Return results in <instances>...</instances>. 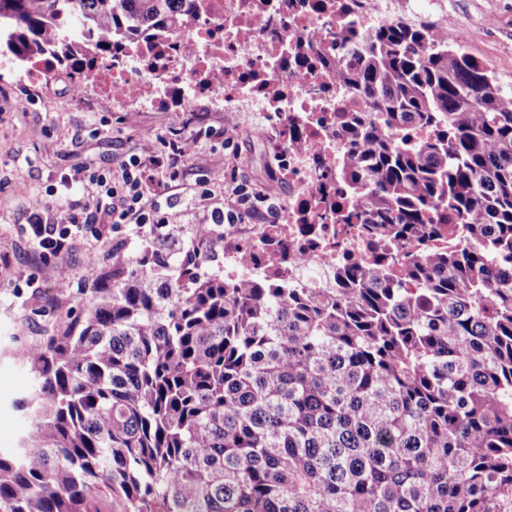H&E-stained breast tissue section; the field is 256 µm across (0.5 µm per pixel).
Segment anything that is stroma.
Returning <instances> with one entry per match:
<instances>
[{
	"mask_svg": "<svg viewBox=\"0 0 512 512\" xmlns=\"http://www.w3.org/2000/svg\"><path fill=\"white\" fill-rule=\"evenodd\" d=\"M406 21L436 30L463 28L470 38L465 51L505 90L512 92V0H409ZM56 104L46 110L42 95L26 96L18 82L0 80V254L10 264L0 267V448L14 447L26 420L13 404L34 384L29 353L78 319L81 303L102 277L125 266L146 246L163 243L173 265L191 250L195 224L203 218L190 191L177 197L182 224L168 237L157 238L150 227H127L105 233L101 240L75 237L54 261L39 259L24 231L30 213L44 205L79 200L77 186L63 180L76 169L117 166L129 153L148 157L173 134L188 136L202 128L224 126V115L203 110L146 112L138 126L124 123L122 113L95 95L75 97L69 86L54 90ZM225 157H240V171L253 183L269 175L265 146L256 137L239 138ZM95 264H88V250ZM68 266L69 288L54 286L55 264Z\"/></svg>",
	"mask_w": 512,
	"mask_h": 512,
	"instance_id": "1",
	"label": "stroma"
}]
</instances>
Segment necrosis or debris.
I'll return each instance as SVG.
<instances>
[{
    "label": "necrosis or debris",
    "mask_w": 512,
    "mask_h": 512,
    "mask_svg": "<svg viewBox=\"0 0 512 512\" xmlns=\"http://www.w3.org/2000/svg\"><path fill=\"white\" fill-rule=\"evenodd\" d=\"M194 22L172 36L129 46L93 84L114 111L152 112L171 100L212 112H250L276 171L288 174L277 224H228L216 252L224 274L294 288H330L341 265L386 256L401 274L407 240L340 224L348 207L336 165L352 149L344 115L365 105L336 75V32L345 0H200ZM305 143L293 148L294 140Z\"/></svg>",
    "instance_id": "4bbe7bcc"
}]
</instances>
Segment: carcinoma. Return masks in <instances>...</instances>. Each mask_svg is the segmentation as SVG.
Returning <instances> with one entry per match:
<instances>
[{
	"label": "carcinoma",
	"instance_id": "obj_1",
	"mask_svg": "<svg viewBox=\"0 0 512 512\" xmlns=\"http://www.w3.org/2000/svg\"><path fill=\"white\" fill-rule=\"evenodd\" d=\"M184 2L0 0V54L89 78ZM338 42L367 111L336 221L419 246L417 287L383 256L288 288L145 249L30 355L0 512H512V94L422 24Z\"/></svg>",
	"mask_w": 512,
	"mask_h": 512
}]
</instances>
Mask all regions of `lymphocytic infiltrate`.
Segmentation results:
<instances>
[{
  "mask_svg": "<svg viewBox=\"0 0 512 512\" xmlns=\"http://www.w3.org/2000/svg\"><path fill=\"white\" fill-rule=\"evenodd\" d=\"M212 135L208 128L191 136L178 135L165 140L162 150L150 157L133 154L112 169L76 171L72 180L82 192L83 204L32 212L26 229L30 240L41 255H58L78 234L98 240L106 227L118 232L130 225L151 224L161 230L180 223L181 212L162 209L159 200L179 189L187 163ZM253 194V187L231 162L225 165L223 181L199 180L196 199L207 216L194 227L195 244H211L219 238L221 226L241 223L243 214L259 218V210L252 207Z\"/></svg>",
  "mask_w": 512,
  "mask_h": 512,
  "instance_id": "obj_1",
  "label": "lymphocytic infiltrate"
}]
</instances>
